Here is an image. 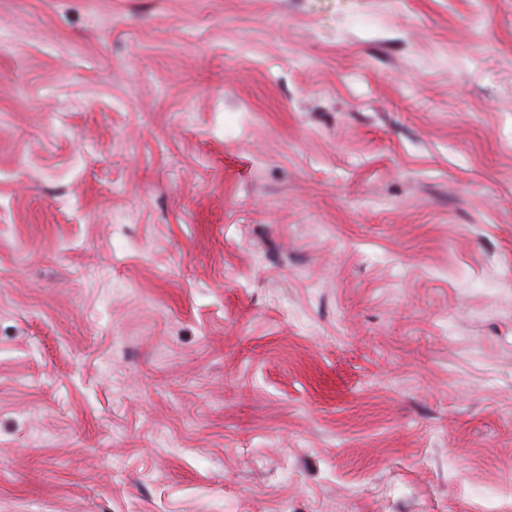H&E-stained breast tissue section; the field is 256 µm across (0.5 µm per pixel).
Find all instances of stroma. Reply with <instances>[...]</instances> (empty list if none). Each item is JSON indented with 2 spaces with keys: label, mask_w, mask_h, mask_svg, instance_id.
Instances as JSON below:
<instances>
[{
  "label": "stroma",
  "mask_w": 512,
  "mask_h": 512,
  "mask_svg": "<svg viewBox=\"0 0 512 512\" xmlns=\"http://www.w3.org/2000/svg\"><path fill=\"white\" fill-rule=\"evenodd\" d=\"M0 512H512V0H0Z\"/></svg>",
  "instance_id": "1"
}]
</instances>
